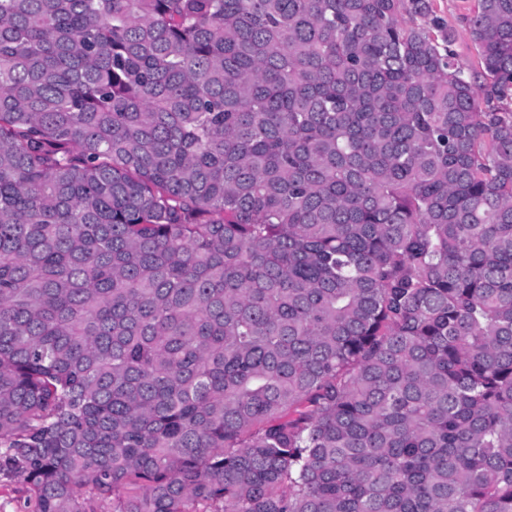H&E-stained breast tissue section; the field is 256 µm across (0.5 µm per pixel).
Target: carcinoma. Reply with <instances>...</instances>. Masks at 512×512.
Instances as JSON below:
<instances>
[{"instance_id":"carcinoma-1","label":"carcinoma","mask_w":512,"mask_h":512,"mask_svg":"<svg viewBox=\"0 0 512 512\" xmlns=\"http://www.w3.org/2000/svg\"><path fill=\"white\" fill-rule=\"evenodd\" d=\"M0 0V474L30 512H512V0ZM476 0H430L431 11L425 16H414L408 23L431 26L432 19L439 22L442 30L455 34L452 49L460 64L477 77V83L484 81L477 49L470 40L464 17L475 8Z\"/></svg>"}]
</instances>
